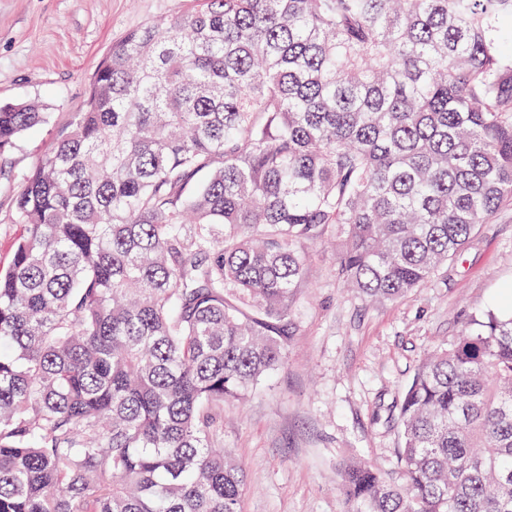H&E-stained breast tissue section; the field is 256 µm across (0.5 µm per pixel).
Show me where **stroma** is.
<instances>
[{"label": "stroma", "instance_id": "stroma-1", "mask_svg": "<svg viewBox=\"0 0 512 512\" xmlns=\"http://www.w3.org/2000/svg\"><path fill=\"white\" fill-rule=\"evenodd\" d=\"M187 0H0V105L38 102L45 122L0 154V271L21 227L13 197L80 111L112 43ZM332 236L309 249L291 303L287 361L245 404H224L220 443L247 472L241 512H342L339 465L388 473L403 388L437 344L502 309L512 289V205L481 225L447 271L413 294L372 302L331 271Z\"/></svg>", "mask_w": 512, "mask_h": 512}]
</instances>
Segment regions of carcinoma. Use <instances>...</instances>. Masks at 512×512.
<instances>
[{"label":"carcinoma","mask_w":512,"mask_h":512,"mask_svg":"<svg viewBox=\"0 0 512 512\" xmlns=\"http://www.w3.org/2000/svg\"><path fill=\"white\" fill-rule=\"evenodd\" d=\"M512 0H192L112 42L0 272V512H239L226 401L286 362L304 244L398 300L512 203ZM45 119L0 106V153ZM343 512H512V312L428 352Z\"/></svg>","instance_id":"1"}]
</instances>
